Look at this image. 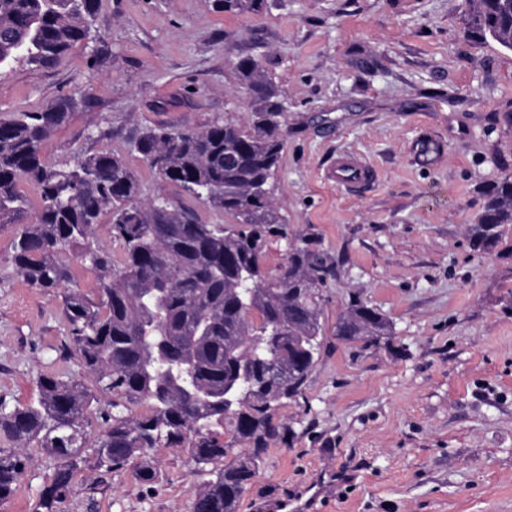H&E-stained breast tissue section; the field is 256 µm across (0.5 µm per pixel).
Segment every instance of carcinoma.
<instances>
[{"label": "carcinoma", "mask_w": 512, "mask_h": 512, "mask_svg": "<svg viewBox=\"0 0 512 512\" xmlns=\"http://www.w3.org/2000/svg\"><path fill=\"white\" fill-rule=\"evenodd\" d=\"M99 0H0V64L59 63L85 41ZM264 0H214L219 12L259 11ZM466 33L512 51V0H472ZM249 94L248 121L201 128L145 127L127 142L162 182L233 219L204 224L194 211L141 186L124 153L102 149L70 166L50 163L45 141L77 106L58 98L37 112L0 117V226L14 227L12 261L40 291H59L73 357L89 375L40 373L37 399L0 408V502L24 474V448L56 460L33 512H63L73 480L93 449L94 467H132L143 485L161 483L156 448H177L206 477L191 512H238L268 448L291 446L295 430L275 421L297 401L322 352L323 291L336 266L311 233L290 232L266 188L282 159L287 113L262 66L239 60ZM39 194L29 200L21 183ZM484 209L469 227L473 248L488 252L512 224V177L481 188ZM110 217L119 253L100 246L96 228ZM285 242L272 275L263 258ZM72 256L98 274L90 297L73 282ZM334 335L372 346L393 335L386 316L352 296ZM106 397L102 432L87 437L84 413ZM144 407L137 413L135 408Z\"/></svg>", "instance_id": "obj_1"}]
</instances>
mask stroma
Masks as SVG:
<instances>
[{
  "label": "stroma",
  "instance_id": "35a3bbf8",
  "mask_svg": "<svg viewBox=\"0 0 512 512\" xmlns=\"http://www.w3.org/2000/svg\"><path fill=\"white\" fill-rule=\"evenodd\" d=\"M468 0H266L259 13L213 0H99L89 38L57 65L0 67V115L80 95L43 145L57 165L125 148L150 125L245 124L233 68L259 60L288 104L273 198L334 261L324 318L360 296L394 325L391 344L331 340L299 402L292 447L271 446L239 512L291 499L311 512H512V226L488 253L469 226L480 188L512 176V51L467 39ZM353 154L376 180L328 179ZM142 196L228 217L128 158ZM0 229V405L36 397L39 373L77 372L58 296L30 288ZM0 512H32L54 461L38 448ZM149 489L125 468L84 467L67 512H190L204 482L173 448Z\"/></svg>",
  "mask_w": 512,
  "mask_h": 512
}]
</instances>
